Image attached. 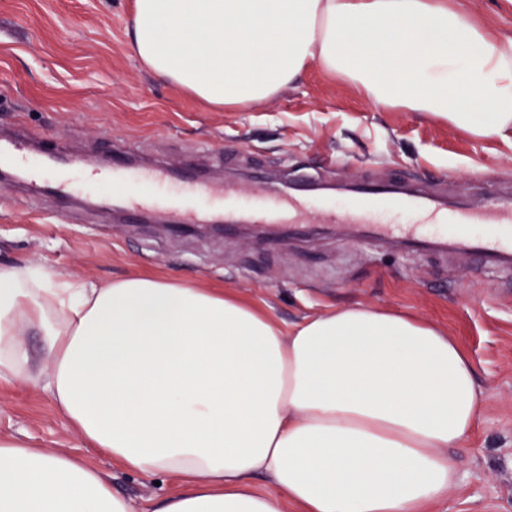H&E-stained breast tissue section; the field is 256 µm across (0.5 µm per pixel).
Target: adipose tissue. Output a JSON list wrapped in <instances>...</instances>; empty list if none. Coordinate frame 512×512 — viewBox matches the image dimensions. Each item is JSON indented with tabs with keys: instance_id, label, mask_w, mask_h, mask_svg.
I'll return each mask as SVG.
<instances>
[{
	"instance_id": "1",
	"label": "adipose tissue",
	"mask_w": 512,
	"mask_h": 512,
	"mask_svg": "<svg viewBox=\"0 0 512 512\" xmlns=\"http://www.w3.org/2000/svg\"><path fill=\"white\" fill-rule=\"evenodd\" d=\"M129 48L217 108L261 104L315 66L380 106L512 129V37L456 0H135ZM15 380L124 470L173 478L155 512H432L485 404L459 343L398 310L286 330L220 288L137 273L99 286L40 262L0 264V381ZM0 512L132 507L83 459L0 436Z\"/></svg>"
}]
</instances>
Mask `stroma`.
<instances>
[{"label": "stroma", "instance_id": "1", "mask_svg": "<svg viewBox=\"0 0 512 512\" xmlns=\"http://www.w3.org/2000/svg\"><path fill=\"white\" fill-rule=\"evenodd\" d=\"M471 18L512 34V0H464ZM134 0H0V138L32 135L44 153L107 159L113 144L220 181L259 167L312 173L324 157L351 182L391 173L471 196L512 183V131L483 138L429 114L373 104L347 81L309 68L245 110L210 108L155 78L131 53ZM40 261L110 282L132 273L224 288L283 328L329 309L401 310L446 328L472 358L484 412L452 456L457 482L434 512H512V269L307 228L260 238L180 232L113 220L92 202L62 206L25 181H0V263ZM0 434L84 457L136 512L174 491L166 475L123 471L60 420L48 395L0 382Z\"/></svg>", "mask_w": 512, "mask_h": 512}]
</instances>
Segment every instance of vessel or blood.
<instances>
[{"label":"vessel or blood","mask_w":512,"mask_h":512,"mask_svg":"<svg viewBox=\"0 0 512 512\" xmlns=\"http://www.w3.org/2000/svg\"><path fill=\"white\" fill-rule=\"evenodd\" d=\"M125 146H116L108 164L77 163L60 171L50 162L28 161L23 142L0 144V161L21 166L25 177L52 178L62 199L93 191L103 182L125 188L123 205L131 211L149 210L181 224H333L345 226L351 237L409 242L419 250L453 251L481 255L493 265L512 262V187L493 188L489 197L449 198L446 190L417 188L398 179H367L345 189L344 205L318 193L319 181L304 176L283 182L251 175L221 183L192 181L172 187L166 166L148 164L136 172L120 166ZM202 199L210 208H199ZM402 215L404 223L387 218ZM422 224L439 225L434 236L422 235ZM492 226L489 234L469 233V226Z\"/></svg>","instance_id":"obj_1"}]
</instances>
